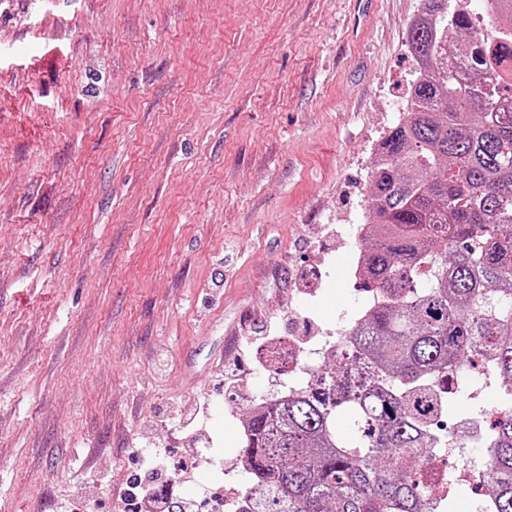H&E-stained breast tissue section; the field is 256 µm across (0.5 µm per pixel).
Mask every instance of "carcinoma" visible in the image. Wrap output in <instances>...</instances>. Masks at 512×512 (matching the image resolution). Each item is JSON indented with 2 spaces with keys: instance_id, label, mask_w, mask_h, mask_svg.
<instances>
[{
  "instance_id": "carcinoma-1",
  "label": "carcinoma",
  "mask_w": 512,
  "mask_h": 512,
  "mask_svg": "<svg viewBox=\"0 0 512 512\" xmlns=\"http://www.w3.org/2000/svg\"><path fill=\"white\" fill-rule=\"evenodd\" d=\"M484 44L462 82L448 48ZM414 79L382 137L360 243L374 302L316 379L246 419L252 476L241 512H455L425 495L411 460L448 447L434 431L474 351L488 357L501 418L483 448L481 512H512V82L485 64L512 36L485 40L469 13L423 0L407 27Z\"/></svg>"
}]
</instances>
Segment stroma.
I'll return each mask as SVG.
<instances>
[{
	"label": "stroma",
	"instance_id": "obj_1",
	"mask_svg": "<svg viewBox=\"0 0 512 512\" xmlns=\"http://www.w3.org/2000/svg\"><path fill=\"white\" fill-rule=\"evenodd\" d=\"M420 8L0 0V512L223 484L263 351L369 303L344 227Z\"/></svg>",
	"mask_w": 512,
	"mask_h": 512
}]
</instances>
